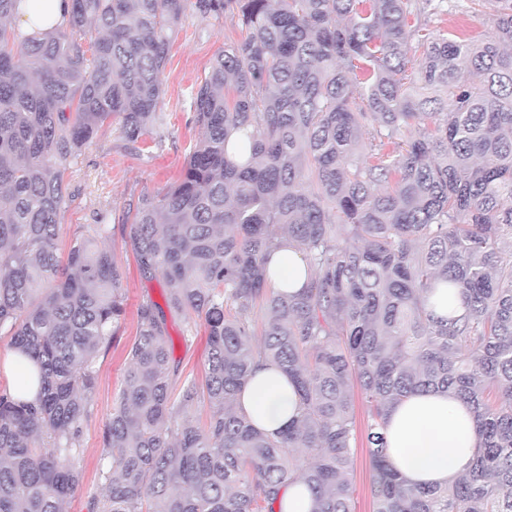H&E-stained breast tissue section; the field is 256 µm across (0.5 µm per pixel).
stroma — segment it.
<instances>
[{"label":"stroma","instance_id":"1","mask_svg":"<svg viewBox=\"0 0 512 512\" xmlns=\"http://www.w3.org/2000/svg\"><path fill=\"white\" fill-rule=\"evenodd\" d=\"M428 28L433 34L451 38L477 40L492 34L486 19L455 7L432 16ZM239 36L235 18L227 15L215 20L187 10L164 71L158 109L166 114V123L131 145L121 134L119 119H110L67 172L68 198L60 216L61 244L69 246L75 233L87 224L113 227L108 244L122 270L126 306L110 346L96 360L95 405L83 425L81 452L76 458L82 479L76 493L68 499L65 512H92L93 502L101 500L104 494L101 471L107 461L101 435L126 367L127 351L137 334L138 308L149 299L157 303L163 300L161 285L143 276L118 227L128 208L142 196L162 193L181 179L197 136L192 108L194 93L215 55L225 43ZM168 331L174 339V356L181 360L185 373L203 375L209 349L204 320L196 317L189 321L183 315L173 314L168 318ZM352 509L374 510L369 453L362 436L355 452Z\"/></svg>","mask_w":512,"mask_h":512}]
</instances>
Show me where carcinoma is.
Segmentation results:
<instances>
[{"label": "carcinoma", "mask_w": 512, "mask_h": 512, "mask_svg": "<svg viewBox=\"0 0 512 512\" xmlns=\"http://www.w3.org/2000/svg\"><path fill=\"white\" fill-rule=\"evenodd\" d=\"M190 1L237 15L241 36L195 92L182 179L120 228L165 306H139L97 512H274L298 478L313 512H352L355 384L374 512H512V0H467L493 24L485 40L417 41L444 0H71L68 23L38 38L0 0V331L37 369L34 400L0 392V512H63L80 485L95 360L124 296L107 225L60 254L66 172L115 115L133 145L164 125ZM284 238L314 269L297 295L267 278ZM437 288L463 313H428ZM168 312L205 320L203 379L180 373ZM259 361L299 396L275 438L237 411ZM424 390L476 419L481 446L452 486L409 485L387 463L388 403Z\"/></svg>", "instance_id": "carcinoma-1"}]
</instances>
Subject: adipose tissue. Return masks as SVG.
Segmentation results:
<instances>
[{"mask_svg":"<svg viewBox=\"0 0 512 512\" xmlns=\"http://www.w3.org/2000/svg\"><path fill=\"white\" fill-rule=\"evenodd\" d=\"M16 18L23 34L50 31L67 22L69 0H18ZM267 267L274 288L286 293L299 292L312 277L302 254L287 243L271 253ZM238 407L257 429L274 435L295 418L298 396L284 373L262 363L243 387ZM385 436L390 467L422 485L444 486L463 476L479 442L469 405L434 391L417 392L389 406Z\"/></svg>","mask_w":512,"mask_h":512,"instance_id":"adipose-tissue-1","label":"adipose tissue"}]
</instances>
